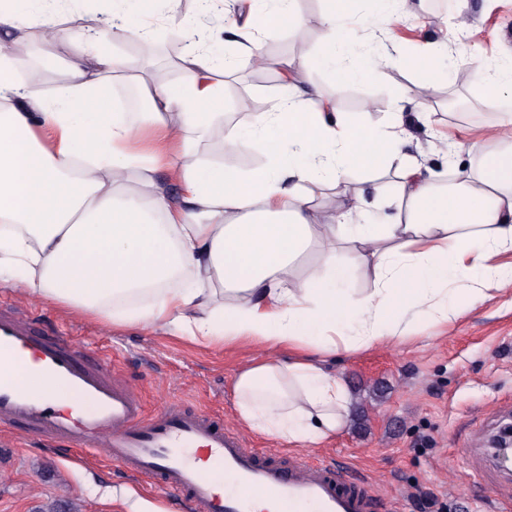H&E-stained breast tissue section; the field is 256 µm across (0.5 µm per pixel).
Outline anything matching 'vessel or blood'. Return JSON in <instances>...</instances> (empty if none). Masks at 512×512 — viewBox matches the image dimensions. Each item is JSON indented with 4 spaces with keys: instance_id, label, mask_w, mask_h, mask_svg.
<instances>
[{
    "instance_id": "vessel-or-blood-1",
    "label": "vessel or blood",
    "mask_w": 512,
    "mask_h": 512,
    "mask_svg": "<svg viewBox=\"0 0 512 512\" xmlns=\"http://www.w3.org/2000/svg\"><path fill=\"white\" fill-rule=\"evenodd\" d=\"M0 364L48 374L71 396L61 406L0 375L1 429L56 450L96 449L112 467L177 494L185 512H254L256 492L269 493L266 512H384L397 505L374 479L316 456L259 451L239 428L178 398L147 413L139 387L109 357L90 359L68 337H45L26 307L0 305ZM208 460L223 469V486L207 476Z\"/></svg>"
}]
</instances>
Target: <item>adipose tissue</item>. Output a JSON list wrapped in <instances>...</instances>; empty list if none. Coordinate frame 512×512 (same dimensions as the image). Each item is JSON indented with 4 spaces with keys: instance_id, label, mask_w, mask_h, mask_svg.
Returning <instances> with one entry per match:
<instances>
[{
    "instance_id": "1",
    "label": "adipose tissue",
    "mask_w": 512,
    "mask_h": 512,
    "mask_svg": "<svg viewBox=\"0 0 512 512\" xmlns=\"http://www.w3.org/2000/svg\"><path fill=\"white\" fill-rule=\"evenodd\" d=\"M29 0H0V34L40 24L49 44L73 41L53 12L33 20ZM314 69L341 84L372 83L406 61L426 86L445 77L443 48L402 58L354 52L353 0H326ZM180 83L138 76L144 112H120L112 75L129 67L115 42L146 39L148 22L120 10L112 30L79 46L51 95L39 74L18 77L0 53V276L30 300L111 327L168 329L195 345L268 349L241 368L235 408L248 427L303 448L334 436L349 413L345 382L322 363L383 345L418 319L448 322L459 309L512 287V113H501L472 162L445 185L402 149V113L353 124L321 93L295 89L225 129L222 154L260 151L250 171L205 161L198 146L222 117L229 67L210 32L182 22ZM169 168L178 184L171 199ZM361 167L393 172L391 222L349 223L364 202H337L327 187ZM319 261L304 276L296 262ZM377 288L357 293L366 270Z\"/></svg>"
}]
</instances>
